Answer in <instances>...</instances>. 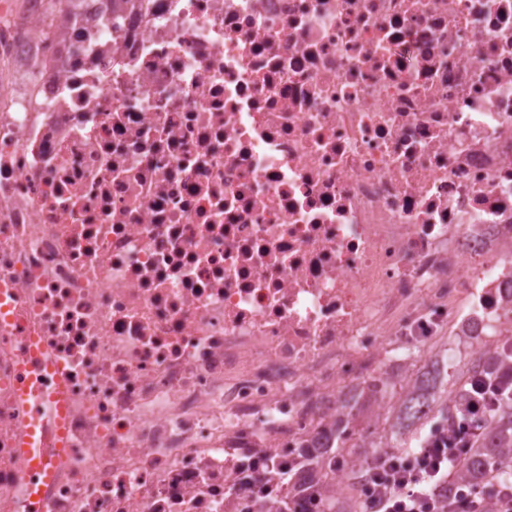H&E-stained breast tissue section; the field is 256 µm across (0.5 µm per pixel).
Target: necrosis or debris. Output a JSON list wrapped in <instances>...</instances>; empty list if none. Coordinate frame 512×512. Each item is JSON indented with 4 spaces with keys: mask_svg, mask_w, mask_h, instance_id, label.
Returning a JSON list of instances; mask_svg holds the SVG:
<instances>
[{
    "mask_svg": "<svg viewBox=\"0 0 512 512\" xmlns=\"http://www.w3.org/2000/svg\"><path fill=\"white\" fill-rule=\"evenodd\" d=\"M1 58L0 512L34 339L42 512L345 505V399L512 345V0H62Z\"/></svg>",
    "mask_w": 512,
    "mask_h": 512,
    "instance_id": "4bbe7bcc",
    "label": "necrosis or debris"
}]
</instances>
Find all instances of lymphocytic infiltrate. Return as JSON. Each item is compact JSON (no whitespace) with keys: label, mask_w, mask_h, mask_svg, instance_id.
<instances>
[{"label":"lymphocytic infiltrate","mask_w":512,"mask_h":512,"mask_svg":"<svg viewBox=\"0 0 512 512\" xmlns=\"http://www.w3.org/2000/svg\"><path fill=\"white\" fill-rule=\"evenodd\" d=\"M502 394L498 384L472 381L465 401L433 424L421 448L372 455L356 485L360 512H512V481L463 483L450 469L478 438Z\"/></svg>","instance_id":"1"}]
</instances>
